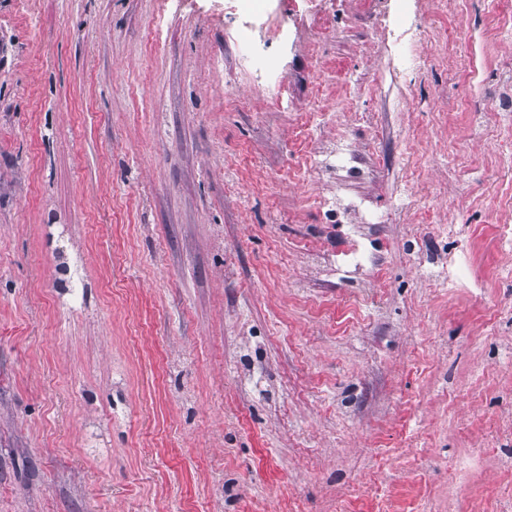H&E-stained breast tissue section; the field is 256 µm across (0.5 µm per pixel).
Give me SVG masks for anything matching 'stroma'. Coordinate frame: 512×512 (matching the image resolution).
<instances>
[{
    "instance_id": "35a3bbf8",
    "label": "stroma",
    "mask_w": 512,
    "mask_h": 512,
    "mask_svg": "<svg viewBox=\"0 0 512 512\" xmlns=\"http://www.w3.org/2000/svg\"><path fill=\"white\" fill-rule=\"evenodd\" d=\"M0 512H512V0H0Z\"/></svg>"
}]
</instances>
